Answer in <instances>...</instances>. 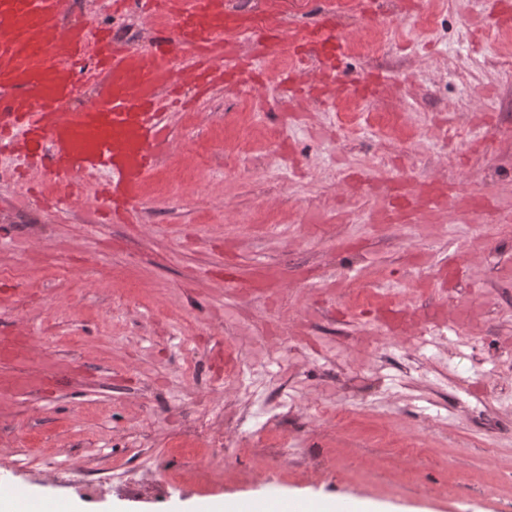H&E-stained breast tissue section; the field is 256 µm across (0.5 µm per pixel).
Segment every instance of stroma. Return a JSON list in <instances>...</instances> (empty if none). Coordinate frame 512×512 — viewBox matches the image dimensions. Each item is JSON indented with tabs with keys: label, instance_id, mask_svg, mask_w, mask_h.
<instances>
[{
	"label": "stroma",
	"instance_id": "obj_1",
	"mask_svg": "<svg viewBox=\"0 0 512 512\" xmlns=\"http://www.w3.org/2000/svg\"><path fill=\"white\" fill-rule=\"evenodd\" d=\"M366 0H337L349 36L348 74L381 70L375 97L338 96L285 112L273 81L225 84L194 109L174 113L169 150L176 173L156 167L129 223L57 208L44 185L0 179V332L34 339L39 354L71 369L57 385L18 396L0 409V465L6 480L84 512H194L203 501L349 498L375 512H512V233L496 211L482 223L449 218L439 236L424 225L391 231L366 224L378 204L347 169L399 174L434 184L479 182L491 200L512 203V37L478 29L483 0H422L412 23L400 0H381L387 23L363 15ZM72 18L112 28L145 46L148 25L113 19L73 0ZM482 113L490 127L476 125ZM484 234L492 249L465 255L447 303L468 290L492 305L473 343L439 337L427 348L397 340L360 369L361 333L333 314L321 294L360 277L405 293L417 274L411 257L443 258ZM254 264L277 278L275 304L243 300L226 274ZM266 316L301 314L311 341L265 366L252 341ZM230 346L257 372L287 377L278 403L292 436L286 467L280 439L249 436L269 402H248L218 376L212 359ZM193 354L211 383L209 402L243 414L226 461L184 433L173 412L151 419L166 396L196 391L183 373ZM330 404L334 418L315 416ZM157 454L144 476L135 443ZM48 461L87 457L91 467L124 464L126 480L107 492L41 467L15 466L25 450Z\"/></svg>",
	"mask_w": 512,
	"mask_h": 512
}]
</instances>
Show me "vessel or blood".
<instances>
[{
  "label": "vessel or blood",
  "instance_id": "1",
  "mask_svg": "<svg viewBox=\"0 0 512 512\" xmlns=\"http://www.w3.org/2000/svg\"><path fill=\"white\" fill-rule=\"evenodd\" d=\"M102 9L115 18L137 13L156 32L137 48L119 41L111 28L64 23L70 0H0V135L25 158L27 174L58 183L78 174H106L97 199L119 219L134 211L158 162L171 112L197 101L211 84L254 79L264 58L284 51L290 63L278 73L281 93L303 94L293 78L297 70L343 91L362 86L345 75L348 43L332 8L291 40L278 20L259 21L224 0H103ZM234 34L246 36L253 53L241 55L230 40ZM84 82L93 86L94 101L70 111ZM444 201L431 195L419 206L403 194L392 210L413 223ZM346 314L361 331L374 328L383 336L400 335L404 321L402 310L369 302L354 303ZM434 328L462 340L476 326L461 310L441 305L419 330ZM0 363L1 396L49 383L23 337L0 336Z\"/></svg>",
  "mask_w": 512,
  "mask_h": 512
}]
</instances>
